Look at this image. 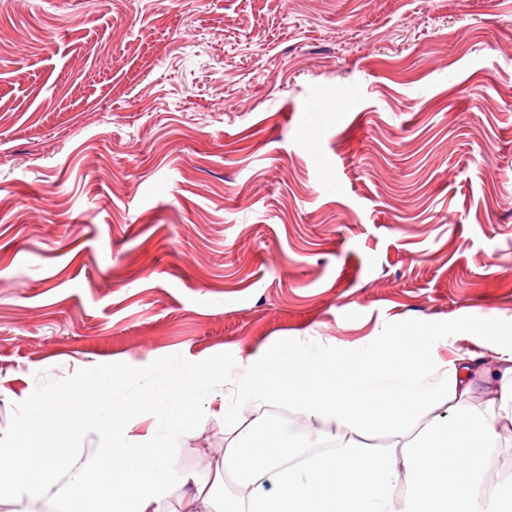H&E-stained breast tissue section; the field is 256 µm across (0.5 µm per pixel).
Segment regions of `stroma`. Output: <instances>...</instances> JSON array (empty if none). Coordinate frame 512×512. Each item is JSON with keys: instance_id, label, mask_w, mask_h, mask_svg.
<instances>
[{"instance_id": "stroma-1", "label": "stroma", "mask_w": 512, "mask_h": 512, "mask_svg": "<svg viewBox=\"0 0 512 512\" xmlns=\"http://www.w3.org/2000/svg\"><path fill=\"white\" fill-rule=\"evenodd\" d=\"M512 338V0H0V446L31 393ZM224 423L170 457L221 465Z\"/></svg>"}]
</instances>
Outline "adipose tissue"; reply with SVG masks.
Wrapping results in <instances>:
<instances>
[{
    "label": "adipose tissue",
    "instance_id": "1",
    "mask_svg": "<svg viewBox=\"0 0 512 512\" xmlns=\"http://www.w3.org/2000/svg\"><path fill=\"white\" fill-rule=\"evenodd\" d=\"M453 357L399 333L347 351L304 344L288 375L273 354L246 355L247 377L183 366V384L228 420L220 469L174 474L169 453L195 417L196 403L146 399L155 378L139 374L90 408L36 392L10 447L0 448V501L50 497L56 512H163L165 488L190 489L189 512H512V477L487 487L489 451L512 425V342L465 333ZM154 421L148 447L132 428L143 404ZM284 404L305 433L271 429L266 407ZM252 408L249 422L235 406ZM95 430V455L61 468L45 438L72 416ZM352 439L337 440L335 429ZM383 430L388 446L361 434Z\"/></svg>",
    "mask_w": 512,
    "mask_h": 512
}]
</instances>
